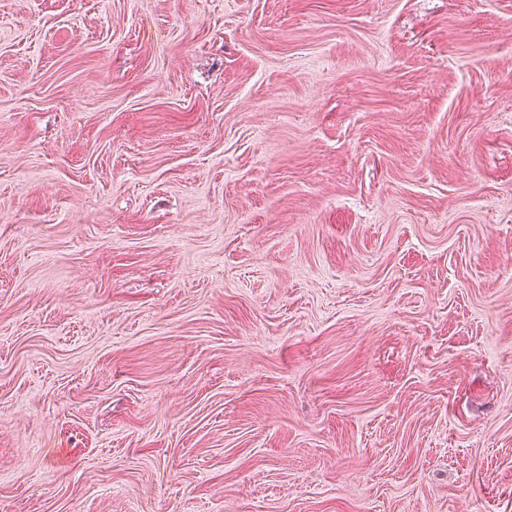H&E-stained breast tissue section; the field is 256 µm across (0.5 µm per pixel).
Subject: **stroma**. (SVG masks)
<instances>
[{"instance_id": "1", "label": "stroma", "mask_w": 512, "mask_h": 512, "mask_svg": "<svg viewBox=\"0 0 512 512\" xmlns=\"http://www.w3.org/2000/svg\"><path fill=\"white\" fill-rule=\"evenodd\" d=\"M0 512H512V0H0Z\"/></svg>"}]
</instances>
